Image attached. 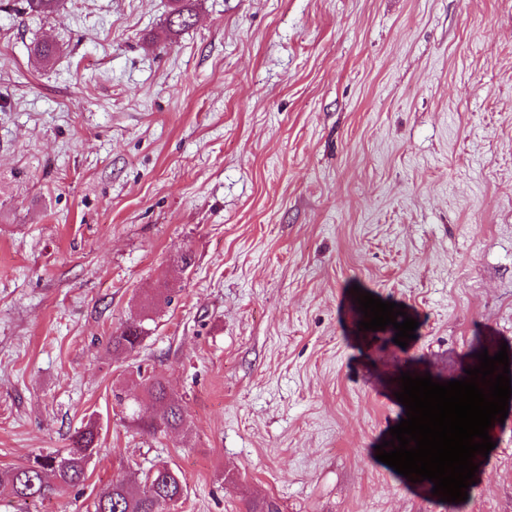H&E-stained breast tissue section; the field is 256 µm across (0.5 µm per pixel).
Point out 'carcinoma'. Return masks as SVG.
<instances>
[{
  "label": "carcinoma",
  "instance_id": "1",
  "mask_svg": "<svg viewBox=\"0 0 512 512\" xmlns=\"http://www.w3.org/2000/svg\"><path fill=\"white\" fill-rule=\"evenodd\" d=\"M29 14L49 16L59 6V0H23ZM196 13L192 0H171L165 20V29L173 37L192 27ZM58 47L49 42H38L32 48L35 59L44 65L55 59ZM148 318H131L120 331L112 335V352L130 354L136 351L149 335ZM152 413H141L142 405ZM132 422L144 432L155 434L175 429L184 422V410L169 395L162 379L152 377L144 384V400L128 407ZM98 453V431L89 422L75 431L71 447L65 453L37 455L27 462L0 471V495L26 503L46 497L53 479L59 488L75 487L86 479L89 462ZM186 483L183 477L166 465L158 466L146 474L139 486L116 480L95 496L93 512H170L182 500Z\"/></svg>",
  "mask_w": 512,
  "mask_h": 512
}]
</instances>
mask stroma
<instances>
[{"instance_id": "35a3bbf8", "label": "stroma", "mask_w": 512, "mask_h": 512, "mask_svg": "<svg viewBox=\"0 0 512 512\" xmlns=\"http://www.w3.org/2000/svg\"><path fill=\"white\" fill-rule=\"evenodd\" d=\"M21 2L0 0V469L90 420L99 451L84 485L0 512H88L158 462L177 512H512V413L456 504L374 452L401 373L512 351V0H195L172 39L169 0ZM361 290L417 320L407 346L359 329ZM146 305L150 336L108 353ZM152 375L181 428L115 401Z\"/></svg>"}]
</instances>
